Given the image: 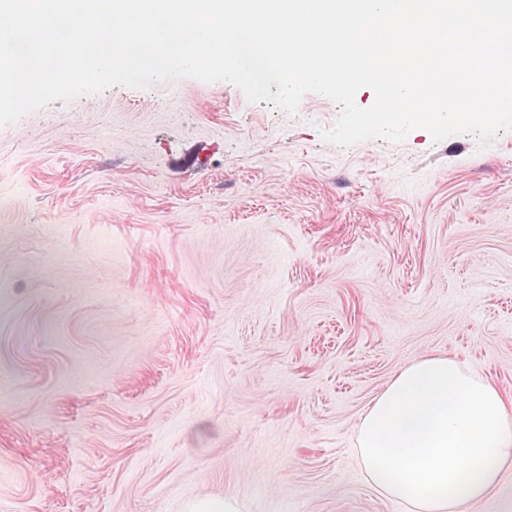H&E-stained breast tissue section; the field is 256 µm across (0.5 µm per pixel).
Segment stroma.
Wrapping results in <instances>:
<instances>
[{
  "label": "stroma",
  "mask_w": 512,
  "mask_h": 512,
  "mask_svg": "<svg viewBox=\"0 0 512 512\" xmlns=\"http://www.w3.org/2000/svg\"><path fill=\"white\" fill-rule=\"evenodd\" d=\"M339 111L181 78L0 125V512H406L354 447L390 379L512 395V131Z\"/></svg>",
  "instance_id": "1"
}]
</instances>
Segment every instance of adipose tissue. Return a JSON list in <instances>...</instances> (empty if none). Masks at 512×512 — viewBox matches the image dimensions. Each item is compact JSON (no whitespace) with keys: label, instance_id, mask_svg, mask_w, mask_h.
<instances>
[{"label":"adipose tissue","instance_id":"1","mask_svg":"<svg viewBox=\"0 0 512 512\" xmlns=\"http://www.w3.org/2000/svg\"><path fill=\"white\" fill-rule=\"evenodd\" d=\"M356 447L366 480L408 512H468L512 466V400L476 366L426 355L368 405Z\"/></svg>","mask_w":512,"mask_h":512}]
</instances>
